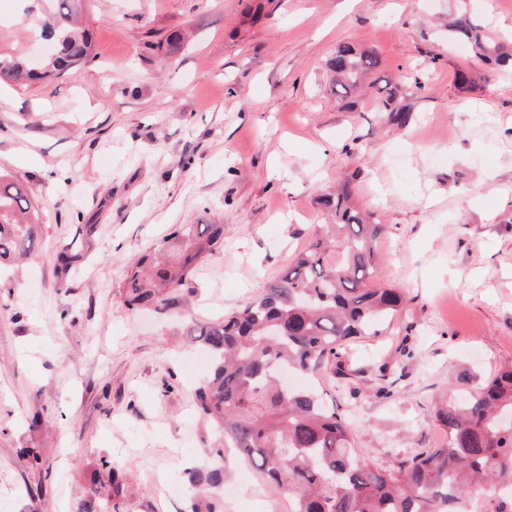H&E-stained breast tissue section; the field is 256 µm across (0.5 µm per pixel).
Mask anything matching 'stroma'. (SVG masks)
<instances>
[{
  "label": "stroma",
  "instance_id": "stroma-1",
  "mask_svg": "<svg viewBox=\"0 0 512 512\" xmlns=\"http://www.w3.org/2000/svg\"><path fill=\"white\" fill-rule=\"evenodd\" d=\"M51 10L0 0V60L52 53ZM464 10L512 34V0H85L90 62L0 85V168L43 215L31 260L0 267V512H289L232 454L237 498L189 485L215 434L195 404L211 359L186 325L258 295L324 223L317 197L346 182L386 224L376 264L407 304L317 392L373 465L445 442L429 409L512 365V71L447 42ZM174 31L179 52L146 50ZM341 43L379 60L346 98L326 67ZM391 91L403 120L382 108ZM209 222L224 245L179 304L128 309L133 261ZM68 246L81 258L66 266ZM25 450L38 467L20 466ZM105 459L121 494L93 481Z\"/></svg>",
  "mask_w": 512,
  "mask_h": 512
}]
</instances>
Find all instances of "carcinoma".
I'll use <instances>...</instances> for the list:
<instances>
[{"label": "carcinoma", "instance_id": "1", "mask_svg": "<svg viewBox=\"0 0 512 512\" xmlns=\"http://www.w3.org/2000/svg\"><path fill=\"white\" fill-rule=\"evenodd\" d=\"M76 0H55L57 23L46 28L55 52L37 63L0 61V81L60 76L91 56L88 30L73 24ZM448 39L464 40L475 56L512 65V42L492 35L469 13L448 22ZM377 57L341 44L328 60L332 89L354 90L376 68ZM318 204L329 223L284 271L240 310L191 333L206 348L212 372L197 388L199 414L218 430L206 475L187 472L195 485L224 483V449L234 448L264 479L285 491L292 512H512V367L499 370L463 398L448 396L431 417L447 432L438 448L424 449L392 468H378L357 451L354 428L326 409L312 389L281 380L294 371L312 380L336 379L342 350L370 336L404 309L401 289L373 283L379 277L375 246L386 225L355 207L349 185L325 193ZM41 224L19 178L0 171V262L34 253ZM173 262L141 258L122 295L135 310H165L207 255L224 244L222 224H181L171 233Z\"/></svg>", "mask_w": 512, "mask_h": 512}]
</instances>
